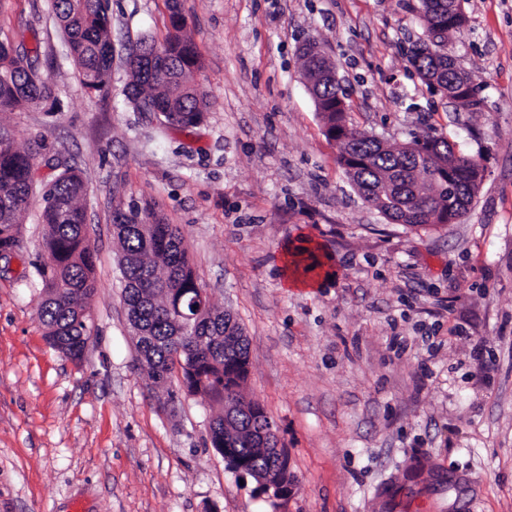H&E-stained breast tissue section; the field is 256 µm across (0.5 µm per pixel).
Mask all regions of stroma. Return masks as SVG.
<instances>
[{"label":"stroma","mask_w":512,"mask_h":512,"mask_svg":"<svg viewBox=\"0 0 512 512\" xmlns=\"http://www.w3.org/2000/svg\"><path fill=\"white\" fill-rule=\"evenodd\" d=\"M209 109L180 130L125 95V49L162 38L166 0H110L107 92L86 89L49 0H0V33L41 42L52 104L0 112L18 148L88 184L96 251L81 361L37 316L44 226L32 195L0 259V512H512V0H466L445 50L479 111L422 82L406 54L418 0H180ZM314 38L350 125L391 143L429 131L483 182L457 223L389 222L353 190L324 133L298 45ZM153 208L184 238L211 301L249 341L246 398L274 420L295 486L256 493L209 424L220 404L153 386L122 300L112 204ZM312 247L318 287L293 288L287 250Z\"/></svg>","instance_id":"35a3bbf8"}]
</instances>
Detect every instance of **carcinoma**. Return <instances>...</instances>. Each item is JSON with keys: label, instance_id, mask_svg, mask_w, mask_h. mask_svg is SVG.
<instances>
[{"label": "carcinoma", "instance_id": "1", "mask_svg": "<svg viewBox=\"0 0 512 512\" xmlns=\"http://www.w3.org/2000/svg\"><path fill=\"white\" fill-rule=\"evenodd\" d=\"M50 2L81 83L92 91L106 90L112 71L109 0ZM167 2V33L160 42L153 38L139 41L141 55L131 72V85L154 109L184 113L177 126L185 128L200 122L208 102L197 88L200 65L187 34L186 18L178 0ZM452 5L453 0H420L426 38L412 43L408 56L419 78L436 76L460 106L475 111L481 100L472 99L476 87L469 75H450L442 66L443 41L467 24V15L454 13ZM19 49L35 61L41 57L38 44L28 48L8 37L0 39V112L39 108L54 99L49 78L33 80L20 69L3 68ZM318 93L328 105L346 97L339 84L325 83ZM437 142L439 152L419 161L401 144L386 143L352 128L347 139L336 142L338 163L360 195L374 202L389 219L424 226L427 216L435 212L450 220L462 217L479 187L476 166L453 165L448 140L439 137ZM43 149V141L35 139L20 150L12 135L0 128V252L18 246L20 224ZM85 194L81 172L72 166L63 167L42 192L46 261L38 267V316L49 345L73 361L81 360L90 337L89 303L96 292L94 249L83 231ZM112 223L120 250L123 301L149 379L165 386L177 374L187 392L233 410L227 417L219 412L210 423L215 451H224V437L228 436L236 463L253 471L276 465L278 458L267 449L275 447L278 439L266 435L275 424L258 402L241 393L250 366L242 326L208 302L191 327L180 318L181 310L196 314L198 289L205 285L177 227L136 207L119 205L112 210Z\"/></svg>", "mask_w": 512, "mask_h": 512}]
</instances>
